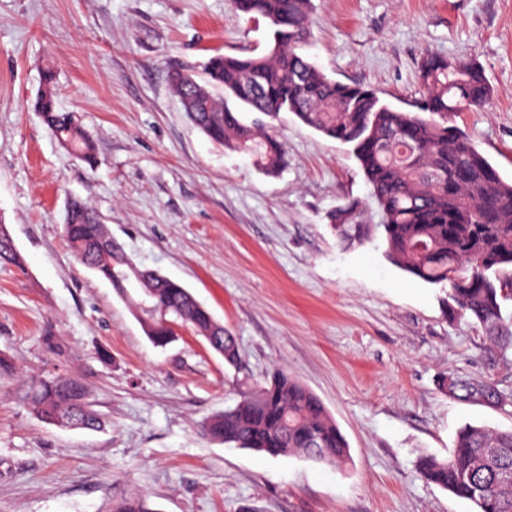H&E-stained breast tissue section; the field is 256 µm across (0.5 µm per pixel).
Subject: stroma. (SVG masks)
Here are the masks:
<instances>
[{"label":"stroma","instance_id":"obj_1","mask_svg":"<svg viewBox=\"0 0 512 512\" xmlns=\"http://www.w3.org/2000/svg\"><path fill=\"white\" fill-rule=\"evenodd\" d=\"M305 49L331 79L397 108L417 97L430 53L473 60L494 94L449 121L512 180V0H312ZM268 40L232 0H0V223L22 258L0 265V512H105L147 495L154 512H474L419 474L448 458L466 423L512 428V406L462 403L448 374L494 375L484 334L450 314L448 290L390 262L381 245L341 246L328 215L368 186L349 145L282 113L277 175L215 146L186 116L169 72ZM53 68L60 110L94 142L65 151L33 100ZM77 196L140 267L180 282L230 328L240 362L179 330L154 346L111 284L64 234ZM52 331L60 352L42 341ZM283 368L323 402L350 453L333 468L228 448L201 423ZM73 376L98 431L38 420L23 381Z\"/></svg>","mask_w":512,"mask_h":512}]
</instances>
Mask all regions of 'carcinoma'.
I'll list each match as a JSON object with an SVG mask.
<instances>
[{
    "label": "carcinoma",
    "instance_id": "carcinoma-1",
    "mask_svg": "<svg viewBox=\"0 0 512 512\" xmlns=\"http://www.w3.org/2000/svg\"><path fill=\"white\" fill-rule=\"evenodd\" d=\"M236 13L261 17L267 47L247 55H212L206 80L172 77L174 93L190 121L224 148L250 155L266 174L288 163L286 150L270 131L282 112L315 131L352 146L370 187L369 204L352 200L330 213L340 243L351 248L382 237L389 260L414 277L449 287L455 316L472 318L485 335L493 363L512 362V181L474 146L448 116L474 112L492 98L483 68L429 54L418 67L420 96L399 109L381 102L360 84L329 78L302 49L310 37L311 0H233ZM232 97L259 114L244 123L226 101ZM45 125L60 145L89 165L95 147L73 115L57 105L56 76L43 70L35 100ZM65 232L74 258L108 280L134 307L127 293L146 294L157 312L142 328L159 347L175 328L207 339L229 363H238L236 337L180 283L160 273L143 280L125 275L130 257L112 240L94 208L73 199ZM442 387L457 400L497 407L512 393L493 377L448 374ZM22 401L42 421L60 427L97 430L103 421L75 377H43L23 384ZM208 439L228 447L277 457L301 455L341 467L348 443L322 401L288 371L277 368L260 387L238 390L235 405L201 424ZM421 476L474 505L475 512H512V428L465 424L446 459L423 456ZM109 512H154L147 497L113 501Z\"/></svg>",
    "mask_w": 512,
    "mask_h": 512
}]
</instances>
